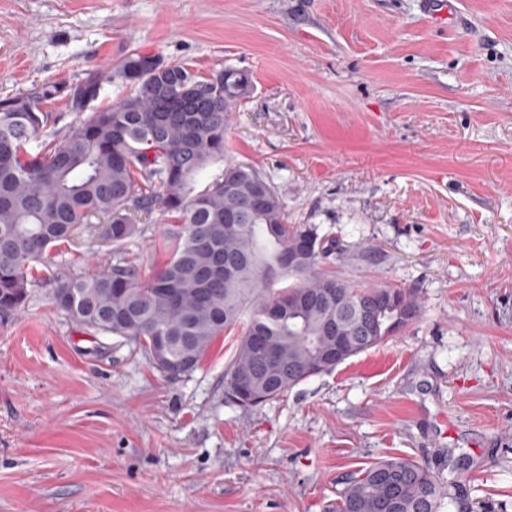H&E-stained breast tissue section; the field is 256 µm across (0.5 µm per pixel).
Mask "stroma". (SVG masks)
<instances>
[{
    "mask_svg": "<svg viewBox=\"0 0 512 512\" xmlns=\"http://www.w3.org/2000/svg\"><path fill=\"white\" fill-rule=\"evenodd\" d=\"M0 0V98L66 88L129 50L201 76L250 71L224 159L256 168L292 224L362 285L419 289L410 327L245 410L233 337L170 380L71 322L35 281L0 318V512H325L344 472L462 458L452 512H512V0ZM153 215L127 248L161 258ZM112 262L86 226L52 251Z\"/></svg>",
    "mask_w": 512,
    "mask_h": 512,
    "instance_id": "obj_1",
    "label": "stroma"
}]
</instances>
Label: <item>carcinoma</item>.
<instances>
[{
	"mask_svg": "<svg viewBox=\"0 0 512 512\" xmlns=\"http://www.w3.org/2000/svg\"><path fill=\"white\" fill-rule=\"evenodd\" d=\"M115 79L134 91L95 108ZM253 89L243 70L201 78L134 52L69 88L76 119L61 128L42 108L51 91L1 98L0 315L25 305L42 265L59 311L134 344L169 379L195 372L235 332L224 400L242 408L335 370L421 318L418 289L355 285L326 267L333 255L342 260V246L288 223L282 194L268 180L260 188L254 167L225 162L208 177L224 162L232 106ZM156 211L168 221L164 259L147 276L125 249ZM87 224L112 243V265L74 276L47 264ZM282 279L288 287H274ZM463 471L456 465L447 481L425 462L390 455L340 476L327 512H441Z\"/></svg>",
	"mask_w": 512,
	"mask_h": 512,
	"instance_id": "cac0c4a2",
	"label": "carcinoma"
}]
</instances>
